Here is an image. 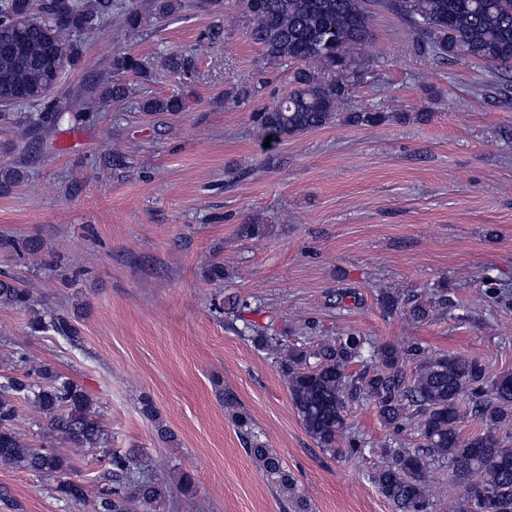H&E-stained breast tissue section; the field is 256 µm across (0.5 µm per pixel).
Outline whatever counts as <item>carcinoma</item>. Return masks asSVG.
Returning a JSON list of instances; mask_svg holds the SVG:
<instances>
[{
  "label": "carcinoma",
  "mask_w": 512,
  "mask_h": 512,
  "mask_svg": "<svg viewBox=\"0 0 512 512\" xmlns=\"http://www.w3.org/2000/svg\"><path fill=\"white\" fill-rule=\"evenodd\" d=\"M240 15L249 21L246 34L274 65L293 66L288 88L271 105L254 113L261 140L280 143L284 138L322 128L336 119L365 63L358 50L371 42L370 21L377 9L407 21L422 35L420 48L441 60L467 57L512 70V0H235ZM112 0H0V107L36 103L42 111L25 120L23 131L55 123L62 117L51 93L62 73L82 58L78 37L93 28L99 15L111 10ZM185 7L183 0H153L152 9L168 17ZM121 27L139 34L144 18L136 3L120 14ZM197 50L172 52L164 63L176 75L192 72ZM314 60L320 70L304 62ZM112 67L143 80L148 72L139 58L120 53ZM329 73L330 79L322 74ZM264 72L253 85L236 91L237 103L249 101L264 87ZM179 95L152 97L140 103L143 112H182ZM354 125H378L385 114L377 109L351 112ZM30 294L12 281L0 279V304L29 308ZM406 319L419 323L429 317L424 305L404 302ZM34 332L53 331L68 337L70 322L58 315L34 317ZM256 342L279 361L288 390L305 430L320 447L336 454H356L365 443L347 431L346 409L362 400L375 403L389 431L415 430L422 444L415 448L383 447L390 462L374 476L379 493L398 512H430L433 485L452 484L472 494L470 512H512V448L493 434L499 423L512 418V373L490 378L475 359L430 352L417 342L403 346H373L350 334L335 343L311 348L290 345L250 326ZM375 365L355 375L350 365L365 358ZM30 400L44 415L47 428L76 446L98 444L101 427L83 388L48 365H36L0 383V463L36 472L56 483L62 497L82 502L87 487L68 476L66 456L25 447L13 425L19 400ZM471 405L486 431L463 437L461 403ZM251 453L265 476L285 493L295 492L293 477L277 455L251 442ZM110 473L134 472V453H112ZM166 488L150 476L140 475L126 486L107 484L98 491L96 512H131L142 507L160 512Z\"/></svg>",
  "instance_id": "1"
}]
</instances>
